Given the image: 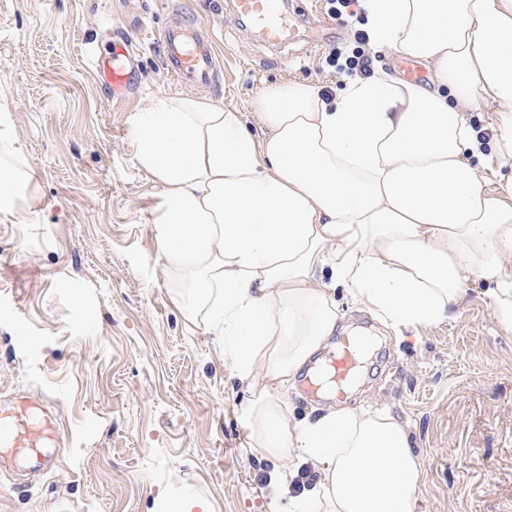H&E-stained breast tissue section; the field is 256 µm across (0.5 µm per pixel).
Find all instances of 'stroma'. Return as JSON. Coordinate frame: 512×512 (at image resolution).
Instances as JSON below:
<instances>
[{
    "mask_svg": "<svg viewBox=\"0 0 512 512\" xmlns=\"http://www.w3.org/2000/svg\"><path fill=\"white\" fill-rule=\"evenodd\" d=\"M296 37L252 40L225 0H0V154L25 177L14 221H0V414H40L58 439L32 472L0 443V512H157L190 494L210 512H275L281 462L246 445L240 383L224 344L187 318L188 288L157 260L161 187L133 160L132 121L154 100L207 97L249 111L284 80L333 99L347 75L325 62L351 51L364 16L326 0H288ZM192 18L219 65L208 87L177 82L159 42ZM139 62L137 95L109 97L85 60L114 33ZM342 318L327 349L360 326L378 344L352 409L405 422L424 474L416 512H512V335L478 297L447 321L395 334L337 288Z\"/></svg>",
    "mask_w": 512,
    "mask_h": 512,
    "instance_id": "stroma-1",
    "label": "stroma"
}]
</instances>
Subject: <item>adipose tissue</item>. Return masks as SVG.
I'll return each mask as SVG.
<instances>
[{"label":"adipose tissue","instance_id":"ef3b65f1","mask_svg":"<svg viewBox=\"0 0 512 512\" xmlns=\"http://www.w3.org/2000/svg\"><path fill=\"white\" fill-rule=\"evenodd\" d=\"M362 4L375 45L419 59L429 84L383 71L328 101L288 80L255 100L257 135L238 109L183 95L133 127L134 159L162 187L159 259L193 289L189 319L224 339L248 447L318 474L294 512H414L423 475L390 411L288 415L336 329V286L399 333L450 318L475 281L512 335V0ZM486 110L488 152L470 125Z\"/></svg>","mask_w":512,"mask_h":512}]
</instances>
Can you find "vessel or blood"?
<instances>
[{
	"label": "vessel or blood",
	"instance_id": "obj_1",
	"mask_svg": "<svg viewBox=\"0 0 512 512\" xmlns=\"http://www.w3.org/2000/svg\"><path fill=\"white\" fill-rule=\"evenodd\" d=\"M234 10L244 18L251 35L268 44L290 39L293 25L283 0H235ZM167 69L177 79L195 84H209L216 72V57L211 39L191 22L165 27L160 33ZM88 62L110 89L113 97H126L137 89L135 68L127 38L113 40L108 54L88 53ZM363 350L359 339L342 342L325 358L323 378L334 392H341L344 380L352 373ZM45 428L34 415L21 414L0 424V438L26 435L43 440Z\"/></svg>",
	"mask_w": 512,
	"mask_h": 512
}]
</instances>
